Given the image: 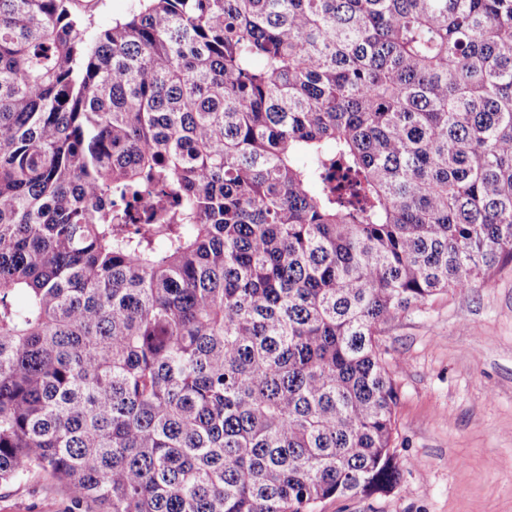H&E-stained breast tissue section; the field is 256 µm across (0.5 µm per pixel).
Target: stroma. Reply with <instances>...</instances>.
Masks as SVG:
<instances>
[{"instance_id": "obj_1", "label": "stroma", "mask_w": 512, "mask_h": 512, "mask_svg": "<svg viewBox=\"0 0 512 512\" xmlns=\"http://www.w3.org/2000/svg\"><path fill=\"white\" fill-rule=\"evenodd\" d=\"M137 0H77L92 31ZM397 365L390 492L324 501L319 512H512V264L484 287L438 295L379 337ZM52 480L0 496V512H68Z\"/></svg>"}]
</instances>
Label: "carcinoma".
Listing matches in <instances>:
<instances>
[{"label":"carcinoma","mask_w":512,"mask_h":512,"mask_svg":"<svg viewBox=\"0 0 512 512\" xmlns=\"http://www.w3.org/2000/svg\"><path fill=\"white\" fill-rule=\"evenodd\" d=\"M512 263V0H0V491L389 492L375 336ZM137 5V0H77L76 2L78 11L92 23L89 28L90 33L111 27L116 19L128 15Z\"/></svg>","instance_id":"cac0c4a2"}]
</instances>
